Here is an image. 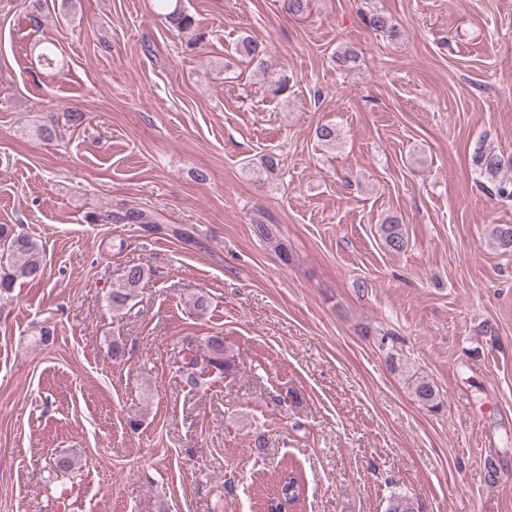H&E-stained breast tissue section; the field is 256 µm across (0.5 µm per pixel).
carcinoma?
<instances>
[{"label": "carcinoma", "mask_w": 512, "mask_h": 512, "mask_svg": "<svg viewBox=\"0 0 512 512\" xmlns=\"http://www.w3.org/2000/svg\"><path fill=\"white\" fill-rule=\"evenodd\" d=\"M159 14L169 23L178 36L186 38L187 46H195L205 38V33L198 28L192 15L187 13L183 0H155ZM365 25L374 30L388 34L396 39L400 31L392 20L378 12L364 17ZM236 52L251 62L264 64L268 54L265 44L245 36L236 47ZM472 165L476 174L488 183L489 192L502 198L512 199V157L505 158L492 149L483 146L476 148L472 155ZM254 233L267 244L280 252L282 243L275 228L270 224L254 225ZM380 235L385 247L394 253H400L407 247V236L403 225L396 217L386 218L380 224ZM492 236L497 247L504 253H512V225L497 224L492 228ZM45 272V251L36 240L16 231L10 224H0V291L10 292L19 281H37ZM148 270L142 265L128 266L118 284L110 289L107 301L117 313H127L135 306ZM207 362L209 366L225 373L232 363L224 350V338L209 336L205 340ZM415 398L427 408L440 405L439 390L424 376H417L411 381ZM304 485L293 469L283 471L277 489L268 500L270 512H288V508L300 497Z\"/></svg>", "instance_id": "carcinoma-1"}]
</instances>
